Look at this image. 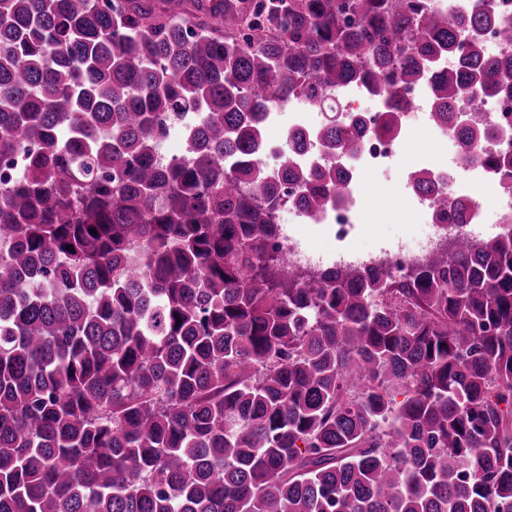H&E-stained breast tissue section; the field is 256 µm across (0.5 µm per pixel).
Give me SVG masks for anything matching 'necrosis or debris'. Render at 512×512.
I'll use <instances>...</instances> for the list:
<instances>
[{
	"mask_svg": "<svg viewBox=\"0 0 512 512\" xmlns=\"http://www.w3.org/2000/svg\"><path fill=\"white\" fill-rule=\"evenodd\" d=\"M410 108L404 112V133H412L423 125H431L428 112L429 91L426 85L412 86L405 91ZM334 102L345 108L346 116L361 119L365 126L364 144L360 155L348 159L350 179L343 190L340 203L326 211L305 214L284 205L279 209L278 233L271 244L277 251L288 253L292 263L303 268L322 269L343 264L371 266L390 278L405 277L411 270L438 251L443 241L453 239L458 229L474 232L484 223L488 213H495L498 231L512 228V177L494 174L481 164L482 157L501 151L512 152V100L495 97L483 104H475L469 93H461L456 102L457 115L481 125L492 122L497 135L476 145V156L462 162L455 149V131L450 126L432 127L436 142L446 145L443 154L423 153L416 161L417 168L426 173L437 190L469 203L468 222L458 226L455 220L438 221L427 194L409 192L407 209L417 220L415 234H403L384 246L360 247L358 241L367 215L368 202L362 191L365 177L377 174L385 181H392L398 171L399 150L402 136L384 133L380 117L387 107L383 99H374L358 85L338 87ZM491 185L495 208L487 210L474 189ZM311 227L319 237L329 241L327 250L317 251L307 246L304 227Z\"/></svg>",
	"mask_w": 512,
	"mask_h": 512,
	"instance_id": "necrosis-or-debris-1",
	"label": "necrosis or debris"
}]
</instances>
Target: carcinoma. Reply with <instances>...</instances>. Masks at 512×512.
Returning a JSON list of instances; mask_svg holds the SVG:
<instances>
[{"instance_id":"1","label":"carcinoma","mask_w":512,"mask_h":512,"mask_svg":"<svg viewBox=\"0 0 512 512\" xmlns=\"http://www.w3.org/2000/svg\"><path fill=\"white\" fill-rule=\"evenodd\" d=\"M203 2L0 0V512H503L512 237L404 280L267 248L283 187L342 200L336 159L363 140L337 86L391 102V134L407 85L430 81L440 118L512 88L490 17ZM298 95L330 111L322 155L270 173L264 119ZM493 135L458 124L461 160Z\"/></svg>"}]
</instances>
